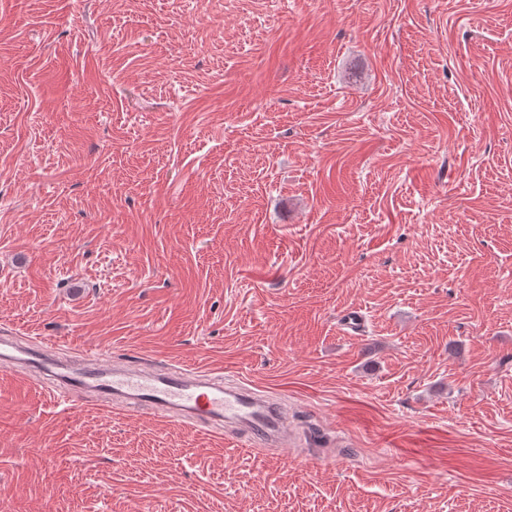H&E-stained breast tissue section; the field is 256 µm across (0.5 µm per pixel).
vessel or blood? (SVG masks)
Masks as SVG:
<instances>
[{
	"label": "vessel or blood",
	"instance_id": "1",
	"mask_svg": "<svg viewBox=\"0 0 512 512\" xmlns=\"http://www.w3.org/2000/svg\"><path fill=\"white\" fill-rule=\"evenodd\" d=\"M35 353L46 361L40 383L49 398L145 408L157 418L213 431L224 426L236 431L242 446L255 449L295 445L284 406L249 384L227 387L210 370L177 365L156 371L107 363L95 352L67 362L42 346Z\"/></svg>",
	"mask_w": 512,
	"mask_h": 512
}]
</instances>
